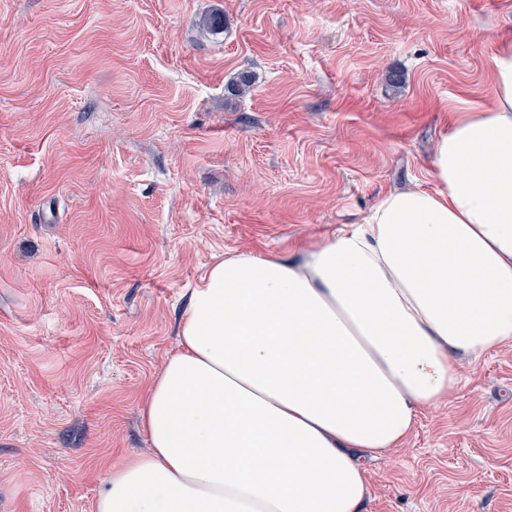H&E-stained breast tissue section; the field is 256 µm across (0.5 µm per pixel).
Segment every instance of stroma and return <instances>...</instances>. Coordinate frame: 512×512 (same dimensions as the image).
Listing matches in <instances>:
<instances>
[{
  "label": "stroma",
  "instance_id": "obj_1",
  "mask_svg": "<svg viewBox=\"0 0 512 512\" xmlns=\"http://www.w3.org/2000/svg\"><path fill=\"white\" fill-rule=\"evenodd\" d=\"M505 37L512 0H0V512H93L214 259L424 182ZM458 372L361 512H512V346Z\"/></svg>",
  "mask_w": 512,
  "mask_h": 512
}]
</instances>
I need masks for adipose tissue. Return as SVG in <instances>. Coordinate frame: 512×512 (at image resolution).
I'll list each match as a JSON object with an SVG mask.
<instances>
[{"mask_svg":"<svg viewBox=\"0 0 512 512\" xmlns=\"http://www.w3.org/2000/svg\"><path fill=\"white\" fill-rule=\"evenodd\" d=\"M492 102L460 106L427 186L384 194L297 258H218L138 410L145 452L94 512H360L366 459L512 344V38Z\"/></svg>","mask_w":512,"mask_h":512,"instance_id":"adipose-tissue-1","label":"adipose tissue"}]
</instances>
